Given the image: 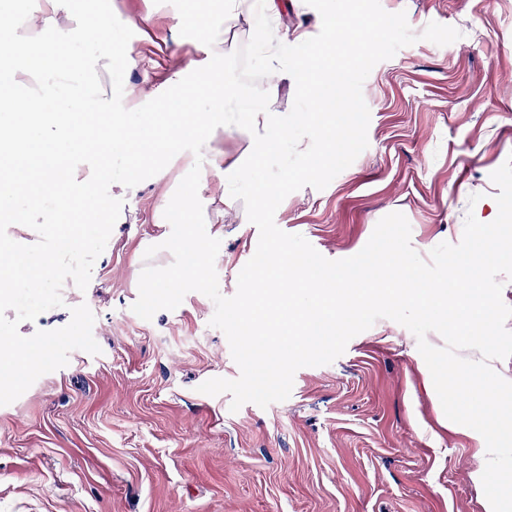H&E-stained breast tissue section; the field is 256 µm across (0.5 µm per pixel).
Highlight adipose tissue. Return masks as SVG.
<instances>
[{"label":"adipose tissue","instance_id":"1","mask_svg":"<svg viewBox=\"0 0 512 512\" xmlns=\"http://www.w3.org/2000/svg\"><path fill=\"white\" fill-rule=\"evenodd\" d=\"M77 0H41L36 11L18 15L0 7V36L10 45L0 58V69L8 71L12 83H0V112L12 113L11 122H0V222L13 230L14 248L0 249V288L10 287L15 272L25 264L26 246L58 237L60 223L70 219L108 223L112 220V195L99 193V186L111 183L106 157L115 145H125L136 161L161 160L164 153L177 152L181 141L192 138L198 130L223 129L218 111L198 110L193 101L206 96L222 102L231 89L224 82V35L237 27L241 17L252 15L250 0H186L183 20L198 29L205 59L190 58L166 77L158 90H126V97L145 99L160 95L164 104L154 119L167 134L161 149L145 155L142 142L128 127L120 113L112 109V93L102 77L110 67L111 51L104 48L89 59H76L65 50L67 24L72 19ZM360 18L336 25L334 49L304 58L295 72H288L278 60H271L273 77L265 87L268 101L275 100L279 85L295 76L308 101L309 119L326 121L328 109L319 91L323 73L334 71L335 51L344 55H362L367 40L357 29ZM64 95L73 99L77 111L47 106L48 98ZM280 125L278 113L269 108L242 104L237 129L245 135L246 149L224 168V187L219 196H206L205 179H198L193 193L169 196L156 212L158 224L180 219L186 224L183 238H190V225L220 224L225 216H234L241 224L251 223L253 209L241 203L238 185L253 167L266 158L270 134ZM54 129L58 141L72 144L77 153L91 158L88 170H81L66 156L53 157L44 166H34V158L43 156L37 134ZM25 184L31 197L26 212L13 209L9 201L18 184ZM55 194L60 208L54 212L40 209L45 194Z\"/></svg>","mask_w":512,"mask_h":512}]
</instances>
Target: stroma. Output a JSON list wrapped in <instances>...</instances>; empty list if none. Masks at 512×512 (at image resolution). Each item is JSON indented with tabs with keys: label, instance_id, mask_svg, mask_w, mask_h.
Here are the masks:
<instances>
[{
	"label": "stroma",
	"instance_id": "obj_1",
	"mask_svg": "<svg viewBox=\"0 0 512 512\" xmlns=\"http://www.w3.org/2000/svg\"><path fill=\"white\" fill-rule=\"evenodd\" d=\"M380 3L405 12L414 32L436 22L462 37L422 40L378 63L363 84L368 147L325 189L303 187L278 207L276 225L330 260L360 252L393 212L422 259L459 243L467 213L490 222L499 193L490 175L512 155V0ZM81 7L112 13L105 85L130 123L156 105L125 98L127 87L160 85L170 52L204 56L192 26L175 23L181 0ZM153 8L162 49L131 25ZM213 158L186 142L114 200L125 223L82 229L79 267L64 259L47 280L18 274L0 298V339L48 350L21 381L0 385V512H486V458L439 425L416 338L397 322L378 319L334 362L298 369L285 401L234 412L229 394L198 390L240 375L207 296L188 293L148 321L133 312L142 249L171 233L153 213L200 174L217 193ZM206 230L221 241L219 290L233 296L258 229Z\"/></svg>",
	"mask_w": 512,
	"mask_h": 512
}]
</instances>
